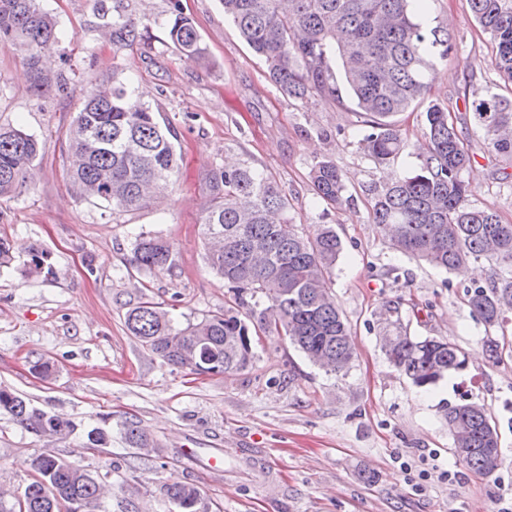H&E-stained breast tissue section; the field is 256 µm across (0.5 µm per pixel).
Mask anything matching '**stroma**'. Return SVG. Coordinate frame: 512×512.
Returning a JSON list of instances; mask_svg holds the SVG:
<instances>
[{"label":"stroma","instance_id":"1","mask_svg":"<svg viewBox=\"0 0 512 512\" xmlns=\"http://www.w3.org/2000/svg\"><path fill=\"white\" fill-rule=\"evenodd\" d=\"M38 3L65 31L45 67L63 71L67 88L33 95L23 56L0 49V126L21 128L40 144L35 178L0 201V236L13 243L10 265L0 268V387L72 420L75 430L47 438L0 410V507L10 512L40 454L72 462L108 487L96 512H175L162 492L175 480L197 487L210 512H500L512 505V322L485 324L466 296L505 265L483 257L461 272L436 269L395 251L368 219L374 190L417 164L421 112L398 114L405 148L381 168L360 146L367 127L349 96L284 97L221 0H180L207 52L191 61L169 40L170 0H106L145 27L130 46L103 37L94 0ZM441 21L451 49L437 62L430 98L465 132L471 205L512 224V162L489 148L467 104L473 93L503 84L490 36L467 0H432L427 22ZM115 78L131 80L176 134L180 172L160 207L116 212L76 196L64 177V134L82 91ZM328 157L349 197L329 211L310 180L313 165ZM235 163L275 178L294 223L308 231L330 224L340 236L331 282L352 331L347 374L325 373L286 336L273 335L256 346L248 368L196 375L163 363L127 330L126 312L146 300L178 326L234 307L206 261L201 220L207 175ZM142 232L171 244V270L132 265ZM41 254L51 272L34 273ZM395 320L417 338H449L465 353L466 369L416 387L384 354ZM489 339L500 344L497 357L483 347ZM464 400L484 405L499 430L502 459L491 476L469 472L453 453L447 412ZM129 421L164 448L163 457L125 443ZM96 427L110 433L108 447H87ZM183 444L224 449L226 477L188 465L176 453Z\"/></svg>","mask_w":512,"mask_h":512}]
</instances>
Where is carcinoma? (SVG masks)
Here are the masks:
<instances>
[{
    "mask_svg": "<svg viewBox=\"0 0 512 512\" xmlns=\"http://www.w3.org/2000/svg\"><path fill=\"white\" fill-rule=\"evenodd\" d=\"M430 0H222L224 15L265 64L267 79L289 99L339 98L334 67L370 131L361 139L364 152L380 167L402 150L394 117L424 106L425 142L418 165L391 178L374 194L369 217L379 224L403 255L455 271L470 260L495 258L508 267L489 286L468 294L472 311L487 325L512 312V224L497 211L469 204L471 189L462 172L472 157L464 135L448 122L443 107L428 99L429 74L436 57L448 55L449 38L424 21ZM472 15L494 44L495 68L512 84V0H468ZM112 41L132 45L142 37L137 24L104 4L97 8ZM171 43L184 55L205 56L192 21L172 0L167 23ZM63 32L36 0H0V47L26 53L32 88L38 92L65 81L40 67V56L59 44ZM471 108L488 145L512 159V97L474 94ZM176 138L156 121L129 81H114L83 92L82 107L66 131V177L79 197L127 212L166 197L177 170ZM40 154L37 139L24 131L0 127V200L14 197ZM317 197L331 208L347 201L342 170L330 158L310 171ZM208 201L202 217L210 267L224 279L239 305L183 328L173 326L168 311L143 301L127 311L125 325L154 355L194 373L214 374L247 368L254 358L251 318L266 300L259 323L286 336L313 363L344 374L353 349L350 331L331 291L328 273L342 252L330 225L306 234L293 224L288 199L269 175L244 164L218 167L208 177ZM134 263L144 271L172 266V246L142 234L134 245ZM387 360L419 388L436 384L466 368L465 355L443 338L416 339L399 328L384 337ZM27 429L67 436L71 420L50 415L0 387V410ZM448 428L455 455L471 472L493 474L501 460L499 435L484 407L463 402L448 406ZM132 448L156 447L134 422L123 429ZM109 433H87L89 448H104ZM33 480L18 500L17 512H94L102 486L64 459L39 455L32 461ZM177 512H199L200 491L184 482L165 485Z\"/></svg>",
    "mask_w": 512,
    "mask_h": 512,
    "instance_id": "cac0c4a2",
    "label": "carcinoma"
}]
</instances>
